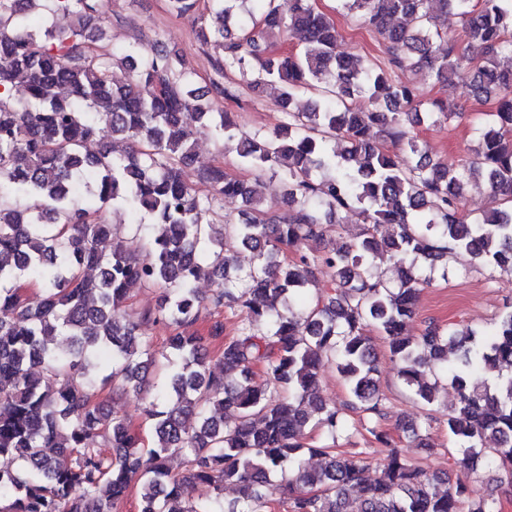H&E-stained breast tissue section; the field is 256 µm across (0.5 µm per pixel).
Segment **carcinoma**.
<instances>
[{
  "mask_svg": "<svg viewBox=\"0 0 512 512\" xmlns=\"http://www.w3.org/2000/svg\"><path fill=\"white\" fill-rule=\"evenodd\" d=\"M33 2L0 0V458L14 463L0 468V512H113L135 483L139 512H270L280 504L269 489L277 471L288 472L289 512H497L489 501L465 502L466 479L488 463L512 476V309L479 335L433 323L409 335L406 324L429 283L423 272L447 278L454 254L512 272V0H340L386 46L384 65L336 55V24L310 0H169L177 16L215 19L197 38L219 51L218 73L244 76L255 64L249 86L278 93L288 121L264 133L213 111L235 88L219 80L195 88L176 50L96 51L102 0H40L48 15L74 18L67 30L41 32L26 20ZM450 12L461 20L459 38L435 24ZM285 33L296 50L276 48ZM116 61L131 80L113 79ZM404 67L435 85L468 78L477 99L496 103L458 164L431 158L411 133L425 101L393 79ZM302 90L316 100L295 112ZM359 95L372 109L347 106ZM100 109L129 151L87 152L100 137ZM189 116L218 130L255 177L281 178L285 216L269 215L249 181L220 164L198 170L204 190L185 182L184 168L196 163ZM336 139L339 152L329 146ZM475 179L486 182L490 207L473 215L462 201ZM230 197L242 203L236 223H202ZM109 203L151 215L157 233L141 249L114 240L100 215ZM352 209L365 224L355 241L304 251ZM240 247L255 254L245 272L235 266ZM287 249L299 256L281 258ZM372 257L390 262L393 283L370 274ZM326 271L333 292L294 312ZM203 277L216 285L205 300L195 288ZM25 278L42 282L38 298L5 288ZM134 285L159 288L158 306L128 311ZM205 302L241 316L230 338L222 322L211 327L222 341L220 369L207 366L201 336L171 333L153 348L144 326L192 324ZM373 330L424 405L444 379L455 390L447 414L460 442L455 484L395 452L370 479L358 454L305 446L310 424L333 437L344 428L342 412L317 398L329 362L349 388L345 411L366 416L368 432L387 442ZM101 358L112 371L99 377ZM154 366L164 375L144 408L154 436L146 448L98 399V385L137 397ZM257 366L267 383L253 381ZM306 452L324 466L305 468ZM174 457L187 462L181 478L170 472ZM186 481L217 492L233 482L239 496L190 504Z\"/></svg>",
  "mask_w": 512,
  "mask_h": 512,
  "instance_id": "carcinoma-1",
  "label": "carcinoma"
}]
</instances>
